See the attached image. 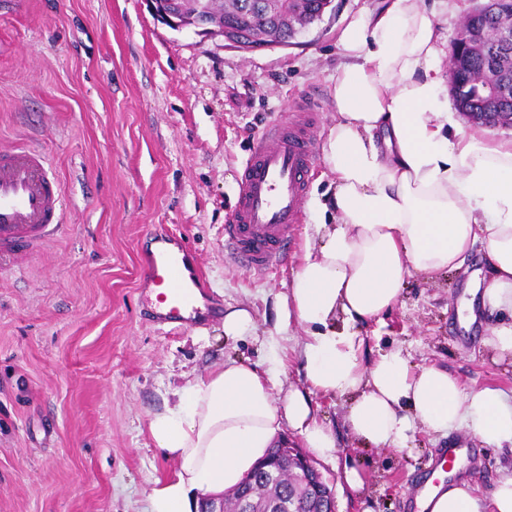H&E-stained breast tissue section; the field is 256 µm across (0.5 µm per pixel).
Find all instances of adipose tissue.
Here are the masks:
<instances>
[{
    "label": "adipose tissue",
    "instance_id": "adipose-tissue-1",
    "mask_svg": "<svg viewBox=\"0 0 512 512\" xmlns=\"http://www.w3.org/2000/svg\"><path fill=\"white\" fill-rule=\"evenodd\" d=\"M456 8L457 0H388L341 31L336 121L324 146L336 221L314 225L279 302L278 332L295 324L306 333L309 390L349 396V431L380 450L403 448L419 427L444 436L464 429L489 448L512 442V398L503 390H464L399 348L364 363L353 329L392 309L407 276L460 267L479 244L490 277L469 286L468 318L506 313L486 343L512 354V142L468 132L448 104L438 21ZM273 389L271 377L230 360L154 413L150 436L177 469L152 489L145 512H199L204 496L236 487L285 427L317 457H332L336 437L309 391L289 389L280 402ZM422 507L512 512V472L483 499L463 479L439 484Z\"/></svg>",
    "mask_w": 512,
    "mask_h": 512
}]
</instances>
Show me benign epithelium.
Returning a JSON list of instances; mask_svg holds the SVG:
<instances>
[{
	"mask_svg": "<svg viewBox=\"0 0 512 512\" xmlns=\"http://www.w3.org/2000/svg\"><path fill=\"white\" fill-rule=\"evenodd\" d=\"M152 11L170 28L180 31L194 28L197 31L220 37L224 44L242 51L273 49L277 44H256L240 31L227 25L215 24L211 14L200 9L191 14L183 13L175 0H148ZM273 4L269 0H253L251 15L262 23H272L275 17L271 13ZM481 12L495 14L500 17V24L492 29L474 27L470 20H462L459 29L448 47V84L451 95L461 98L463 88L459 82V74L464 62L472 52L478 53L484 63L486 72L497 70L501 55L512 50V0H489L482 6ZM469 121L486 127L512 128V113L503 112H467ZM286 456L292 469V483L296 490L313 500L316 512H335L334 496L328 482L315 466L312 458L298 444L283 437L275 454L265 456L257 464L254 472L246 475L245 481L250 482L257 477H270L278 467L280 458Z\"/></svg>",
	"mask_w": 512,
	"mask_h": 512,
	"instance_id": "obj_1",
	"label": "benign epithelium"
}]
</instances>
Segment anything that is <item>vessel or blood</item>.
<instances>
[{
    "mask_svg": "<svg viewBox=\"0 0 512 512\" xmlns=\"http://www.w3.org/2000/svg\"><path fill=\"white\" fill-rule=\"evenodd\" d=\"M317 114L304 103L293 119L268 123L252 140L241 189L230 224L224 227V251L229 260L258 274L280 262L290 228L302 219V202L315 165ZM61 184L45 155L16 146L0 150V271L15 255L45 243L60 228ZM161 251L142 267L143 280L153 286L154 322L183 325L209 317L202 276L190 265V248L183 236L158 233ZM468 442L441 451L434 470L452 472L457 461L473 460Z\"/></svg>",
    "mask_w": 512,
    "mask_h": 512,
    "instance_id": "vessel-or-blood-1",
    "label": "vessel or blood"
}]
</instances>
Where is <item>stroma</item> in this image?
Here are the masks:
<instances>
[{"mask_svg": "<svg viewBox=\"0 0 512 512\" xmlns=\"http://www.w3.org/2000/svg\"><path fill=\"white\" fill-rule=\"evenodd\" d=\"M384 0H334L321 22L272 50L243 52L191 29L172 30L146 0H0V148L48 155L63 188L60 232L0 274V512H144L176 464L155 448L150 416L174 392L232 358L306 388L293 327L274 333L278 299L305 253L307 235L334 213L304 207L286 257L257 275L224 259L252 138L296 101L318 107L316 150L336 112L332 78L340 31ZM182 234L206 278L214 318L172 328L144 301L141 254L149 232ZM487 269L481 248L463 267L410 276L380 321L362 326L364 361L398 347L413 363L445 369L468 391L512 395V358L484 341L498 323L468 328L466 286ZM249 309L255 335L224 333V310ZM337 438L316 465L336 512H410L436 451L466 431H415L406 448L379 451L348 430L346 397L311 395ZM357 469L362 489L344 472ZM512 471V444L487 448L467 475L489 494Z\"/></svg>", "mask_w": 512, "mask_h": 512, "instance_id": "35a3bbf8", "label": "stroma"}]
</instances>
